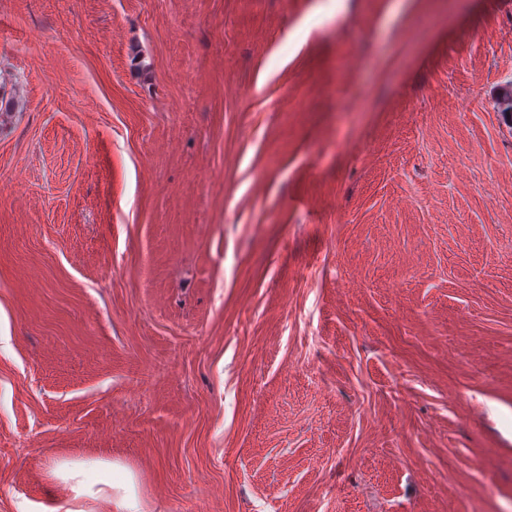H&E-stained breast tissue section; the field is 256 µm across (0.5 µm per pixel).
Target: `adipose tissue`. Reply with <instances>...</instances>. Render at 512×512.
I'll use <instances>...</instances> for the list:
<instances>
[{
	"label": "adipose tissue",
	"instance_id": "ef3b65f1",
	"mask_svg": "<svg viewBox=\"0 0 512 512\" xmlns=\"http://www.w3.org/2000/svg\"><path fill=\"white\" fill-rule=\"evenodd\" d=\"M51 473L68 494L65 512H142L134 472L124 463L108 458L64 459Z\"/></svg>",
	"mask_w": 512,
	"mask_h": 512
}]
</instances>
